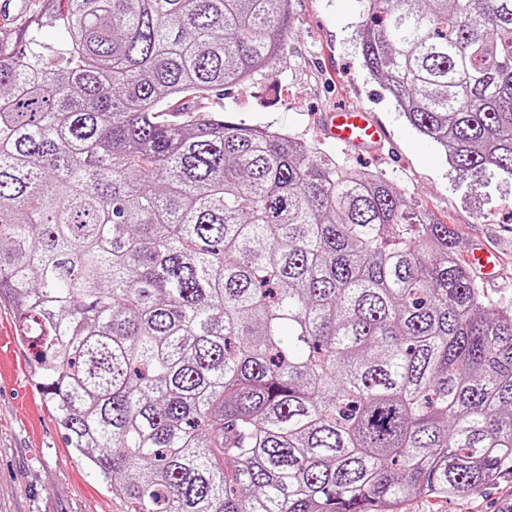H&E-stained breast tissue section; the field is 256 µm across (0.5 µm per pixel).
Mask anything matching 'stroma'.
Instances as JSON below:
<instances>
[{"label": "stroma", "instance_id": "stroma-1", "mask_svg": "<svg viewBox=\"0 0 512 512\" xmlns=\"http://www.w3.org/2000/svg\"><path fill=\"white\" fill-rule=\"evenodd\" d=\"M289 16L275 75L209 97L204 109L319 144L338 162L381 175L412 207L451 225L461 245L494 249L500 276L485 291L512 305V181L480 187L457 179L440 148L409 125L362 66L359 0H291ZM340 105L372 113L387 131L381 148L359 154L325 138L321 117ZM34 352L16 311L0 302V512H128L125 499L67 448L34 385ZM405 512H512V474L452 500L410 499Z\"/></svg>", "mask_w": 512, "mask_h": 512}]
</instances>
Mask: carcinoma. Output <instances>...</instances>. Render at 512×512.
Here are the masks:
<instances>
[{
    "label": "carcinoma",
    "mask_w": 512,
    "mask_h": 512,
    "mask_svg": "<svg viewBox=\"0 0 512 512\" xmlns=\"http://www.w3.org/2000/svg\"><path fill=\"white\" fill-rule=\"evenodd\" d=\"M359 2L363 66L410 125L458 179H512V0ZM288 14L41 0L0 29V300L131 512H400L512 472V306L448 225L175 108L272 75Z\"/></svg>",
    "instance_id": "1"
}]
</instances>
